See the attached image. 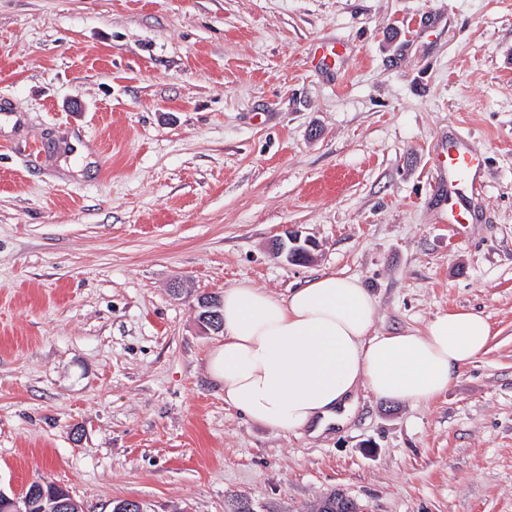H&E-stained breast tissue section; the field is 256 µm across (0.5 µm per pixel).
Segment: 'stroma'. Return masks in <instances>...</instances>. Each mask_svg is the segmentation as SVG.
<instances>
[{"mask_svg":"<svg viewBox=\"0 0 512 512\" xmlns=\"http://www.w3.org/2000/svg\"><path fill=\"white\" fill-rule=\"evenodd\" d=\"M453 129L487 159L463 235L430 189ZM321 272L377 333L464 308L487 347L425 404L252 423L197 301ZM39 479L84 512H512V0H0V491Z\"/></svg>","mask_w":512,"mask_h":512,"instance_id":"obj_1","label":"stroma"}]
</instances>
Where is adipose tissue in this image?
<instances>
[{
	"mask_svg": "<svg viewBox=\"0 0 512 512\" xmlns=\"http://www.w3.org/2000/svg\"><path fill=\"white\" fill-rule=\"evenodd\" d=\"M224 341L207 371L252 422L317 437L344 424L359 389L411 404L447 391L483 352L491 326L451 310L422 329L375 332L377 301L355 277L321 273L279 296L242 283L221 297Z\"/></svg>",
	"mask_w": 512,
	"mask_h": 512,
	"instance_id": "1",
	"label": "adipose tissue"
}]
</instances>
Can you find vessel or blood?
Instances as JSON below:
<instances>
[{"instance_id":"1","label":"vessel or blood","mask_w":512,"mask_h":512,"mask_svg":"<svg viewBox=\"0 0 512 512\" xmlns=\"http://www.w3.org/2000/svg\"><path fill=\"white\" fill-rule=\"evenodd\" d=\"M486 160L466 138L451 132L434 160L431 190L442 204L441 221L465 230L476 219L474 200L484 182Z\"/></svg>"}]
</instances>
